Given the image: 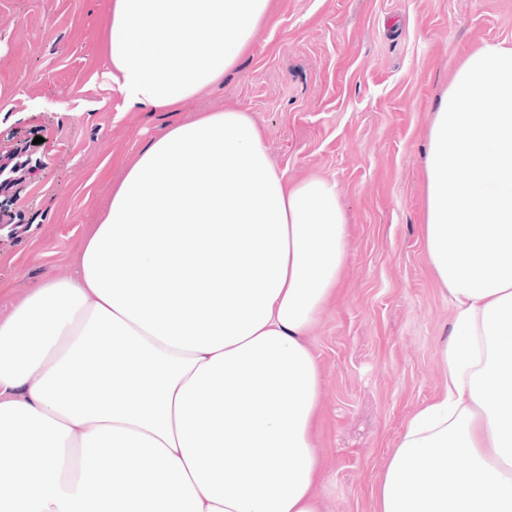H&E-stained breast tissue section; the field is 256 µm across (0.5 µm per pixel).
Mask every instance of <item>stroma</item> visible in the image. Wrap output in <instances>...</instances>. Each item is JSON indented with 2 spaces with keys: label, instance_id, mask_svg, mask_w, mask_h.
I'll use <instances>...</instances> for the list:
<instances>
[{
  "label": "stroma",
  "instance_id": "obj_1",
  "mask_svg": "<svg viewBox=\"0 0 512 512\" xmlns=\"http://www.w3.org/2000/svg\"><path fill=\"white\" fill-rule=\"evenodd\" d=\"M110 0H0V154L40 136L0 230V319L66 277L112 184L153 139L232 106L289 177L335 182L350 227L336 304L317 324L324 512H374L371 486L442 389L452 311L425 252L422 170L448 71L512 41V0H273L235 70L179 112L123 108L96 77Z\"/></svg>",
  "mask_w": 512,
  "mask_h": 512
}]
</instances>
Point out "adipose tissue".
Returning <instances> with one entry per match:
<instances>
[{
	"instance_id": "ef3b65f1",
	"label": "adipose tissue",
	"mask_w": 512,
	"mask_h": 512,
	"mask_svg": "<svg viewBox=\"0 0 512 512\" xmlns=\"http://www.w3.org/2000/svg\"><path fill=\"white\" fill-rule=\"evenodd\" d=\"M272 0H112L105 87L181 111ZM425 249L446 377L375 475V512H512V42L437 101ZM335 184L291 181L228 107L151 140L68 278L0 320V512H322L311 343L344 280Z\"/></svg>"
}]
</instances>
